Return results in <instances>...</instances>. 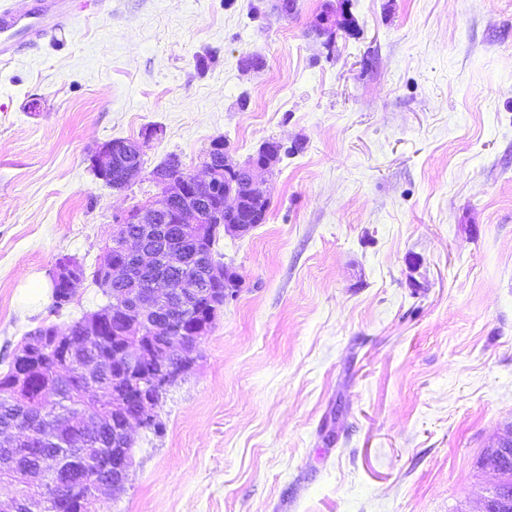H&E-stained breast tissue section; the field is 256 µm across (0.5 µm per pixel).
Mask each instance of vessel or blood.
Returning a JSON list of instances; mask_svg holds the SVG:
<instances>
[{
    "instance_id": "vessel-or-blood-1",
    "label": "vessel or blood",
    "mask_w": 512,
    "mask_h": 512,
    "mask_svg": "<svg viewBox=\"0 0 512 512\" xmlns=\"http://www.w3.org/2000/svg\"><path fill=\"white\" fill-rule=\"evenodd\" d=\"M101 11L105 0H5L0 5V62L17 59L26 44L63 30L85 7Z\"/></svg>"
}]
</instances>
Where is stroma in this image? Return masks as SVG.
I'll list each match as a JSON object with an SVG mask.
<instances>
[{"instance_id": "35a3bbf8", "label": "stroma", "mask_w": 512, "mask_h": 512, "mask_svg": "<svg viewBox=\"0 0 512 512\" xmlns=\"http://www.w3.org/2000/svg\"><path fill=\"white\" fill-rule=\"evenodd\" d=\"M275 2L112 0L0 65V372L107 304L89 274L150 169L275 139L266 223L214 247L237 295L94 512H481L512 423V0ZM115 139L147 169L121 190L89 166ZM63 256L88 277L56 312Z\"/></svg>"}]
</instances>
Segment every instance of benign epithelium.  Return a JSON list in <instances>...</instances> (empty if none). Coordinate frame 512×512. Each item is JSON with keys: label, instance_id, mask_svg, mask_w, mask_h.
Here are the masks:
<instances>
[{"label": "benign epithelium", "instance_id": "1", "mask_svg": "<svg viewBox=\"0 0 512 512\" xmlns=\"http://www.w3.org/2000/svg\"><path fill=\"white\" fill-rule=\"evenodd\" d=\"M223 162L207 154L205 175L177 173L179 160L150 172L161 187L162 198L129 210L117 220L112 233V254L102 263L104 287H122V295L112 305V353L101 350L88 358L77 349L68 334L55 333L33 346H20L13 355L27 365L16 383L25 387L28 373L42 365L49 355L60 369L76 368L73 376L81 390L88 391L107 373L121 389L112 393V459L97 463L103 476L95 481V490L104 487L119 490L129 478L132 466L128 429L136 422L142 427L153 424L152 405L194 365L202 339L208 335V321L188 320L184 311L193 309L202 295L210 296L216 307L233 297L236 275L216 261L206 243L209 228L220 224L231 237L247 235L256 224L245 212V204L260 202L266 195L260 189V176L273 172L281 148L277 140H268L255 155L243 163L231 159L224 139L212 141ZM143 156L137 141H108L90 157L91 168L101 180L112 175V166ZM247 173L245 193L232 187L231 176ZM150 271L153 278L143 292H127L141 274ZM79 263L63 260L56 264V280L68 283L74 292L80 283ZM39 421L16 425L25 433L15 440L0 435V446L9 454L0 457V472L14 474L28 454L25 448ZM494 457L512 458V426L491 445ZM42 494L18 497L0 507V512H43L44 499L61 498L72 482L63 479L57 459L45 457L38 468Z\"/></svg>", "mask_w": 512, "mask_h": 512}]
</instances>
